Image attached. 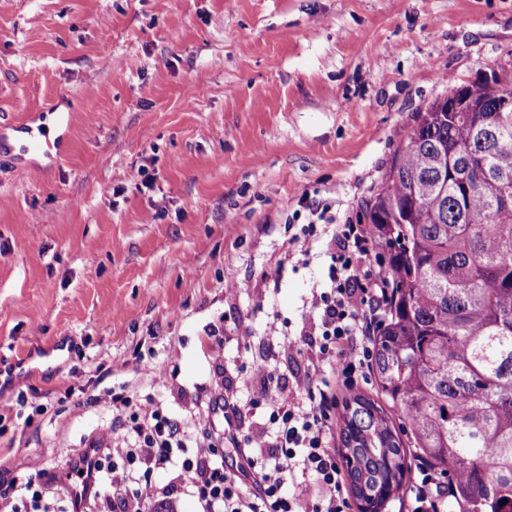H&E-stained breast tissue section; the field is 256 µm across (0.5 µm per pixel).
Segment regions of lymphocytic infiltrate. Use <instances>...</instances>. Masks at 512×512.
Instances as JSON below:
<instances>
[{
    "label": "lymphocytic infiltrate",
    "mask_w": 512,
    "mask_h": 512,
    "mask_svg": "<svg viewBox=\"0 0 512 512\" xmlns=\"http://www.w3.org/2000/svg\"><path fill=\"white\" fill-rule=\"evenodd\" d=\"M321 226L331 230L333 252L329 282L311 303L318 332L311 340L282 335L269 346L271 360L301 357L303 374L286 382L274 376L269 362L253 364L251 377L259 384L254 397L216 393L206 410L183 423L154 401L140 404L130 418L132 436L123 459L138 488L132 494L114 488L116 512H143L148 501L168 497V490L147 478L150 469L168 467L177 470L201 512H349L342 468L331 448L337 398L324 374L332 372L351 387L370 373L372 338L391 299L390 276L369 225L333 223L319 206L310 208L290 244L309 253ZM259 415L268 428L244 429L246 418ZM200 434L206 445L187 455L189 442ZM228 448L240 461L238 470L224 465ZM416 469L419 479L408 491L410 512H445L447 477L423 459ZM43 476L39 470L1 489L0 512H51ZM288 483L294 493L285 491Z\"/></svg>",
    "instance_id": "1"
}]
</instances>
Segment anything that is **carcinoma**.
Returning a JSON list of instances; mask_svg holds the SVG:
<instances>
[{
    "mask_svg": "<svg viewBox=\"0 0 512 512\" xmlns=\"http://www.w3.org/2000/svg\"><path fill=\"white\" fill-rule=\"evenodd\" d=\"M458 91L464 111L437 98L419 112L363 205L392 280L377 397L342 404L348 488L368 512L406 490L409 447L448 476L459 512H512V120L500 148L482 140L512 68Z\"/></svg>",
    "mask_w": 512,
    "mask_h": 512,
    "instance_id": "cac0c4a2",
    "label": "carcinoma"
}]
</instances>
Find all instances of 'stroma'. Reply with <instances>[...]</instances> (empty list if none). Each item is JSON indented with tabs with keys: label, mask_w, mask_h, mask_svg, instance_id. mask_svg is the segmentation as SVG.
<instances>
[{
	"label": "stroma",
	"mask_w": 512,
	"mask_h": 512,
	"mask_svg": "<svg viewBox=\"0 0 512 512\" xmlns=\"http://www.w3.org/2000/svg\"><path fill=\"white\" fill-rule=\"evenodd\" d=\"M510 65L512 0H0V402L45 406L0 431V484L44 470L64 512L66 451L122 455L144 399L246 392L270 322L313 325L309 206L359 220L417 112ZM52 106L58 159L18 157Z\"/></svg>",
	"instance_id": "obj_1"
}]
</instances>
